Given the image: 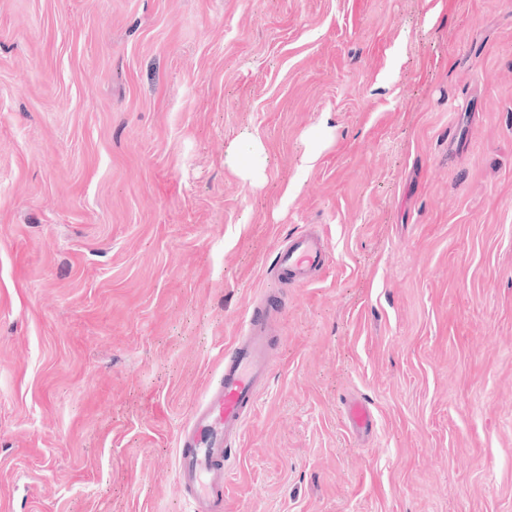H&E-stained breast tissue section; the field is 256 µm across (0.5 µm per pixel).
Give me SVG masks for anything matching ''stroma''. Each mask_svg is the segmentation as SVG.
Masks as SVG:
<instances>
[{
    "mask_svg": "<svg viewBox=\"0 0 512 512\" xmlns=\"http://www.w3.org/2000/svg\"><path fill=\"white\" fill-rule=\"evenodd\" d=\"M261 295L224 512H512V0H0V512H190ZM265 154L262 142L254 139L249 152L240 159L238 174L252 184L262 182L265 178ZM328 259V245L314 228L291 235L279 249L277 268L287 285H307ZM282 310L260 296L224 353V369L210 382L189 422L177 433L176 470L191 512H224L227 450L242 436L271 372L272 322ZM345 418L348 429L356 435L370 433L373 427V414L371 409L359 399H350L346 402Z\"/></svg>",
    "mask_w": 512,
    "mask_h": 512,
    "instance_id": "stroma-1",
    "label": "stroma"
}]
</instances>
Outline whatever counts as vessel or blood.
Returning a JSON list of instances; mask_svg holds the SVG:
<instances>
[{
	"label": "vessel or blood",
	"instance_id": "vessel-or-blood-1",
	"mask_svg": "<svg viewBox=\"0 0 512 512\" xmlns=\"http://www.w3.org/2000/svg\"><path fill=\"white\" fill-rule=\"evenodd\" d=\"M327 259L326 241L309 228L282 243L277 268L287 285H306ZM276 314L264 296L248 307L242 329L224 354L222 373L208 384L177 433L176 470L191 512H224L227 450L241 437L271 372ZM345 418L353 434L372 430V411L361 400L347 401Z\"/></svg>",
	"mask_w": 512,
	"mask_h": 512
}]
</instances>
